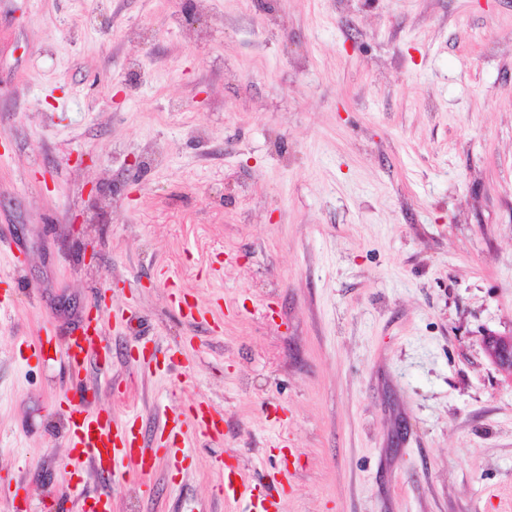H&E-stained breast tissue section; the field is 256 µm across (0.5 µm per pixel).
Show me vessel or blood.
I'll return each mask as SVG.
<instances>
[{"label": "vessel or blood", "mask_w": 512, "mask_h": 512, "mask_svg": "<svg viewBox=\"0 0 512 512\" xmlns=\"http://www.w3.org/2000/svg\"><path fill=\"white\" fill-rule=\"evenodd\" d=\"M101 332L98 319H86L79 332L66 339H58L51 329L42 333L30 344L33 356L42 361L57 357L73 370H80L99 359ZM89 388L62 395L57 404L68 414L69 444L78 462L89 463L102 475L115 476L126 467L136 474L150 472L155 454L144 448L135 431L132 415L116 420L111 412L90 410ZM191 426L195 435L220 440L224 437V419L213 413L206 403H198L191 410ZM291 473L280 467L269 473L267 481H254L240 469L220 470L216 486L225 503L238 504L242 512H281V501L290 484Z\"/></svg>", "instance_id": "vessel-or-blood-1"}]
</instances>
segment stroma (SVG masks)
Listing matches in <instances>:
<instances>
[{
	"mask_svg": "<svg viewBox=\"0 0 512 512\" xmlns=\"http://www.w3.org/2000/svg\"><path fill=\"white\" fill-rule=\"evenodd\" d=\"M190 3L0 0V512L82 386L157 451L82 470L112 512H234L217 465L288 447L284 512H512V0ZM94 308L109 365L30 358ZM201 401L223 440L170 456ZM484 349L489 360L512 377V334L490 337L485 342Z\"/></svg>",
	"mask_w": 512,
	"mask_h": 512,
	"instance_id": "1",
	"label": "stroma"
}]
</instances>
